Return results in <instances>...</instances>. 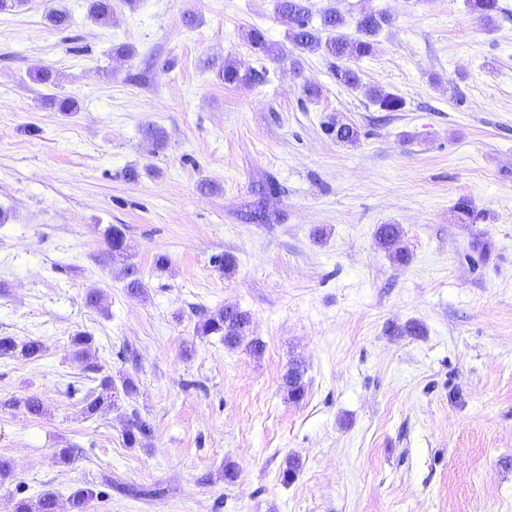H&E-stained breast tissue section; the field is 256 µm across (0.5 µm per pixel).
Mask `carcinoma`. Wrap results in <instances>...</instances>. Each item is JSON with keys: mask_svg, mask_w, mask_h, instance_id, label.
<instances>
[{"mask_svg": "<svg viewBox=\"0 0 512 512\" xmlns=\"http://www.w3.org/2000/svg\"><path fill=\"white\" fill-rule=\"evenodd\" d=\"M469 7L476 13L485 25L491 26L498 13L502 12L499 0H469ZM277 11L282 22L288 27V40L294 49L299 51H323L331 58L330 66L336 76V81L349 87L358 88L360 76L350 65L354 60H360L373 53L377 36L383 27L389 24L388 16L380 13L363 14L350 21L342 11L335 7H327L321 13L320 26L312 25L310 9L305 0H278ZM88 15L96 22H108L112 19V0H89ZM353 26L354 34L345 32L348 26ZM327 31L331 36L324 39L322 32ZM248 40L254 54L262 60L278 54V49L270 43L264 32L254 28L248 33ZM217 75L226 84L244 83L261 80L264 73L254 68L244 71L234 61H226L218 68ZM367 96L373 105L382 112H399L405 102L402 97L391 93L380 86H372L367 90ZM326 132L336 142L352 145L358 142L360 132L352 124L332 120L326 125ZM456 212L464 223L474 224L481 219L470 199L461 197L455 204ZM400 237V230L395 224H382L377 229L376 240L386 250H394V256L401 259L403 251L393 249ZM105 238L112 256L129 257L130 245L125 229L121 225L112 224L105 229ZM128 282L126 288L131 295H140L145 291L142 276L134 265L127 266ZM250 322L247 312L234 307H225L208 315L202 323L201 331L205 335L217 334L224 340L227 347H235L244 336ZM44 344L39 339L17 341L12 336H0V358L32 359L40 356ZM282 388L288 399L299 402L304 399L307 384L304 372L299 367H291L282 377ZM127 395L136 392L137 386L130 376L121 378V387H116L115 380L110 376L100 379L84 399V411L94 417L110 410L115 405L118 390ZM153 427L138 411L134 410L126 420L123 439L129 448L143 445L152 436ZM94 492L78 489L70 494L71 512H86L89 499ZM16 512H58V500L50 491L43 492L34 501L22 500L17 503Z\"/></svg>", "mask_w": 512, "mask_h": 512, "instance_id": "obj_1", "label": "carcinoma"}]
</instances>
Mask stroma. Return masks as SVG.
<instances>
[{
	"instance_id": "obj_1",
	"label": "stroma",
	"mask_w": 512,
	"mask_h": 512,
	"mask_svg": "<svg viewBox=\"0 0 512 512\" xmlns=\"http://www.w3.org/2000/svg\"><path fill=\"white\" fill-rule=\"evenodd\" d=\"M276 3L112 0L108 23L86 0L0 10V336L45 344L0 358V459L13 467L0 512L47 490L70 512L78 488L94 492L87 512H512V0L491 27L465 0H307L316 16H390L353 63L356 90L322 53L293 49ZM53 7L68 28L48 24ZM254 28L282 58L257 60ZM208 59L267 77L227 85ZM37 65L56 84L33 83ZM372 85L404 109L378 111ZM331 118L359 141L332 139ZM462 197L477 223L459 219ZM111 224L130 261L108 256ZM382 224L398 225L408 263L377 244ZM131 264L140 298L125 288ZM92 289L100 307L85 303ZM228 305L251 317L233 349L199 331ZM79 331L93 338L80 360ZM293 362L306 370L298 402L281 387ZM106 374L138 390L86 417ZM134 410L153 435L130 448Z\"/></svg>"
}]
</instances>
